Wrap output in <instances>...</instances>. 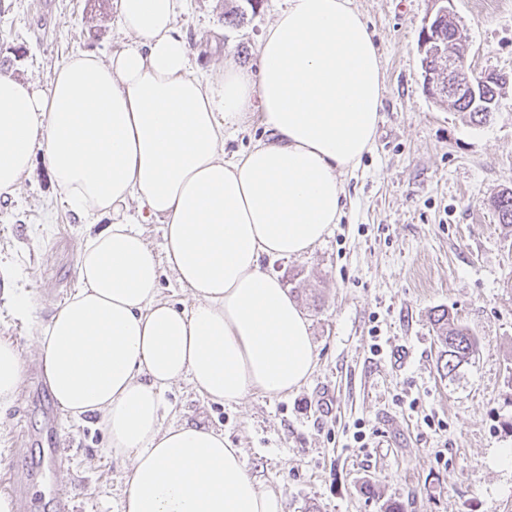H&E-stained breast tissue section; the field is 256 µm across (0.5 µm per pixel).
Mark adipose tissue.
<instances>
[{"mask_svg": "<svg viewBox=\"0 0 512 512\" xmlns=\"http://www.w3.org/2000/svg\"><path fill=\"white\" fill-rule=\"evenodd\" d=\"M184 2L116 0L125 47L106 61L73 53L49 88L0 74V196L39 154L69 210L110 219L82 244L80 286L39 352L56 404L99 415L113 459L129 463L122 512H282L223 433L163 426V394L184 380L231 404L311 377L310 323L261 260L301 256L338 223L342 176L374 144L381 61L352 0H287L258 73L206 77L177 27ZM255 114L267 138L225 157V132ZM134 201L162 224L165 260L135 228ZM164 263L191 307L160 299ZM24 368L0 340V406Z\"/></svg>", "mask_w": 512, "mask_h": 512, "instance_id": "adipose-tissue-1", "label": "adipose tissue"}]
</instances>
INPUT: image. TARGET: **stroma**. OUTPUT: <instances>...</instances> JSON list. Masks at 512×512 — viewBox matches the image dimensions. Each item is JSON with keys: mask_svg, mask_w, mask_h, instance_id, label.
<instances>
[{"mask_svg": "<svg viewBox=\"0 0 512 512\" xmlns=\"http://www.w3.org/2000/svg\"><path fill=\"white\" fill-rule=\"evenodd\" d=\"M378 48L383 105L375 142L345 174L340 221L298 258H263L310 322L316 367L280 398L209 401L184 382L164 394L166 424H202L242 449L283 512H512V230L490 206L512 188V83L484 125L423 87L418 37L433 0H353ZM285 0H186L178 28L199 69L225 59L258 71L257 46ZM238 8L234 23L224 13ZM475 73L512 76V0H453ZM223 31L224 50L209 39ZM114 0H0V74L48 87L78 50L109 58ZM95 224L67 210L42 159L0 200V338L26 359L20 393L0 410V486L24 480L26 512H121L126 469L95 417L58 411L39 360L43 328L79 286L82 241ZM29 304L18 309L14 296ZM448 309L479 340L456 375L437 368L430 319ZM363 432L355 442L354 432ZM71 449L56 459L55 439Z\"/></svg>", "mask_w": 512, "mask_h": 512, "instance_id": "1", "label": "stroma"}]
</instances>
